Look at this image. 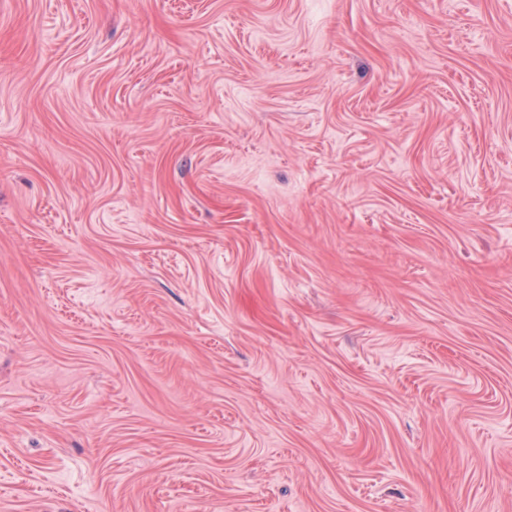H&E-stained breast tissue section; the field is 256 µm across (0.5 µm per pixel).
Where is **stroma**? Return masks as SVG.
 <instances>
[{
	"label": "stroma",
	"instance_id": "35a3bbf8",
	"mask_svg": "<svg viewBox=\"0 0 512 512\" xmlns=\"http://www.w3.org/2000/svg\"><path fill=\"white\" fill-rule=\"evenodd\" d=\"M0 512H512V0H0Z\"/></svg>",
	"mask_w": 512,
	"mask_h": 512
}]
</instances>
